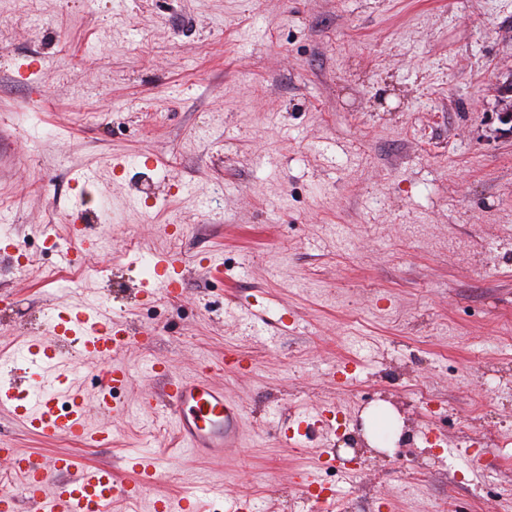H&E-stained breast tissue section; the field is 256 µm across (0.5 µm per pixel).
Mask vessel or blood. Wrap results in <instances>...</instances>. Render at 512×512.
I'll return each instance as SVG.
<instances>
[{"instance_id": "obj_1", "label": "vessel or blood", "mask_w": 512, "mask_h": 512, "mask_svg": "<svg viewBox=\"0 0 512 512\" xmlns=\"http://www.w3.org/2000/svg\"><path fill=\"white\" fill-rule=\"evenodd\" d=\"M88 211L77 201L69 214L70 245L61 253L65 263L77 254H91L96 242L88 233ZM155 275L142 283L146 300L168 297L181 287V258L175 253L152 255ZM54 336L79 341L83 366L62 359L50 345L35 341L23 345V358L38 369V378L27 389L14 383L0 385V409L11 412L36 435L55 440L76 437L94 446L112 441L109 425L89 427L86 420L84 383L96 381L99 413L106 418L123 415L113 392L131 379L120 356L133 341L124 322L101 315L90 305L56 307L47 316ZM166 397L181 445L190 453L218 459L239 447L244 421L242 405L225 396L206 372L168 380ZM13 475L31 494L33 512H111L115 502H134L155 485L163 474L162 460L150 452L131 453L123 466L132 480L117 476L111 466L82 464L69 455L46 457L15 448H0Z\"/></svg>"}]
</instances>
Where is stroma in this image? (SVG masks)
<instances>
[{
  "label": "stroma",
  "instance_id": "35a3bbf8",
  "mask_svg": "<svg viewBox=\"0 0 512 512\" xmlns=\"http://www.w3.org/2000/svg\"><path fill=\"white\" fill-rule=\"evenodd\" d=\"M511 82L512 0H0V347L51 339L47 311L76 303L146 335L111 444L1 411L0 443L116 472L162 455L114 512L194 490L200 512H310L296 480L323 448L340 512H512ZM79 172L110 250L19 271L66 236ZM163 252L184 288L143 303L132 258ZM156 360L243 404L223 463L175 450ZM379 401L406 434L389 452L362 434Z\"/></svg>",
  "mask_w": 512,
  "mask_h": 512
}]
</instances>
